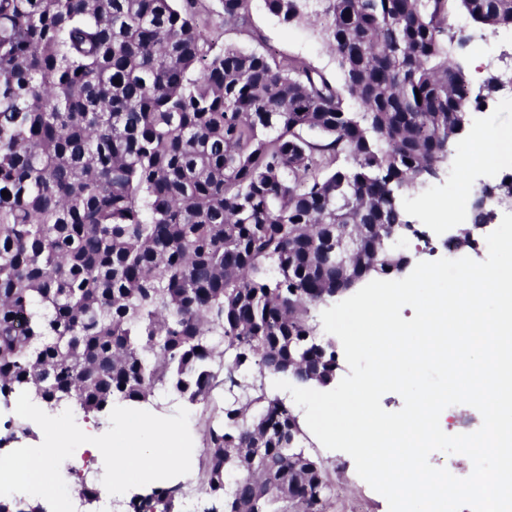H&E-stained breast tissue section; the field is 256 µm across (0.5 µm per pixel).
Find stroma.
I'll use <instances>...</instances> for the list:
<instances>
[{
    "mask_svg": "<svg viewBox=\"0 0 512 512\" xmlns=\"http://www.w3.org/2000/svg\"><path fill=\"white\" fill-rule=\"evenodd\" d=\"M198 3L205 30L216 47L232 44L246 51H267L284 58L297 55L328 72L336 70L332 54L315 37L310 27L284 24L267 9L265 0H251L247 27L231 32L224 29L219 0H198ZM462 26L468 38L460 54L464 65H471L474 59H483L492 53L501 66H512V31H493L468 20L463 21ZM489 44L494 47L490 53L485 50ZM488 125L512 131V106L491 101L485 109L472 113L471 132ZM471 132L464 135L439 180L404 196L403 204L409 220L416 228L424 231L427 238L421 241L415 236H406L397 244L399 251L415 255L421 261L447 257L445 243L449 228L459 229L471 225L470 210L457 212L448 208V199L453 193V178H465L476 191L487 185H500L512 178V161L473 171L464 167L463 158L469 152ZM305 446L323 462L328 473L332 485L328 512H389L385 498L357 475L354 461L348 454L324 448L312 435L307 437Z\"/></svg>",
    "mask_w": 512,
    "mask_h": 512,
    "instance_id": "1",
    "label": "stroma"
}]
</instances>
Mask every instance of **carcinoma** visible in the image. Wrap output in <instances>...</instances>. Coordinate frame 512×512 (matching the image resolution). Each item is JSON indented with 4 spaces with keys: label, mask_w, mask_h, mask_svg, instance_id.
<instances>
[{
    "label": "carcinoma",
    "mask_w": 512,
    "mask_h": 512,
    "mask_svg": "<svg viewBox=\"0 0 512 512\" xmlns=\"http://www.w3.org/2000/svg\"><path fill=\"white\" fill-rule=\"evenodd\" d=\"M251 0H221L241 30ZM339 78L204 38L177 0H0V405L101 416L162 393L205 408V512H327L326 470L271 375L336 378L313 312L400 252L402 197L444 170L472 87L452 23L512 0H265ZM120 84H115V81ZM358 237L336 280L326 244ZM184 485L127 512H179ZM0 512H46L0 496Z\"/></svg>",
    "instance_id": "cac0c4a2"
}]
</instances>
